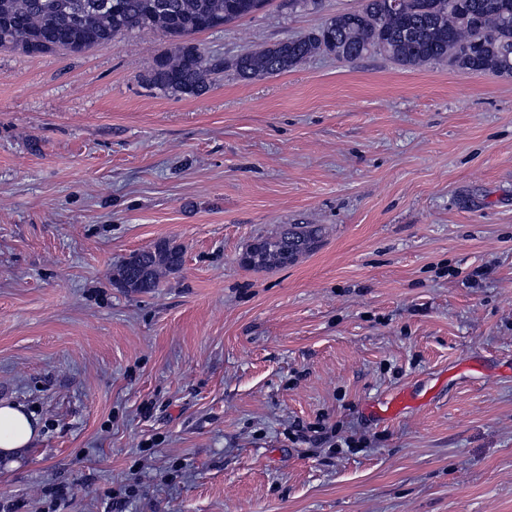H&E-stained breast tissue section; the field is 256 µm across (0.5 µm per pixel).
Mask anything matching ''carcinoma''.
Here are the masks:
<instances>
[{
  "label": "carcinoma",
  "mask_w": 512,
  "mask_h": 512,
  "mask_svg": "<svg viewBox=\"0 0 512 512\" xmlns=\"http://www.w3.org/2000/svg\"><path fill=\"white\" fill-rule=\"evenodd\" d=\"M267 0H0V47L39 55L81 53L135 30L152 29L171 41L144 82L184 96L206 92L211 75L224 67L186 37L215 30L258 12ZM318 53L353 61L380 54L402 66L442 63L462 73L512 74V0H364L317 30L240 55L244 79L280 74ZM320 224H282L249 244L248 266L284 268L315 251ZM182 266V252L166 241L132 253L117 268L115 282L146 292L165 273Z\"/></svg>",
  "instance_id": "1"
}]
</instances>
